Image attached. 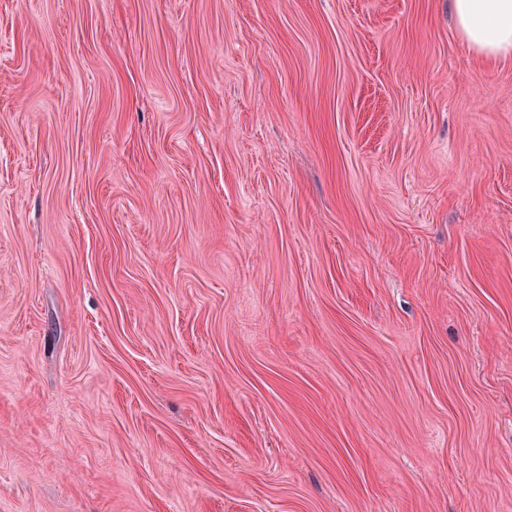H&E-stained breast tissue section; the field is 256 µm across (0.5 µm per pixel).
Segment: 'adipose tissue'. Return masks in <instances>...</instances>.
Listing matches in <instances>:
<instances>
[{
	"mask_svg": "<svg viewBox=\"0 0 512 512\" xmlns=\"http://www.w3.org/2000/svg\"><path fill=\"white\" fill-rule=\"evenodd\" d=\"M461 38L481 57L512 53V0H451Z\"/></svg>",
	"mask_w": 512,
	"mask_h": 512,
	"instance_id": "obj_1",
	"label": "adipose tissue"
}]
</instances>
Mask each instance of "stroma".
I'll list each match as a JSON object with an SVG mask.
<instances>
[{
  "label": "stroma",
  "mask_w": 512,
  "mask_h": 512,
  "mask_svg": "<svg viewBox=\"0 0 512 512\" xmlns=\"http://www.w3.org/2000/svg\"><path fill=\"white\" fill-rule=\"evenodd\" d=\"M0 512H512V56L0 0Z\"/></svg>",
  "instance_id": "35a3bbf8"
}]
</instances>
